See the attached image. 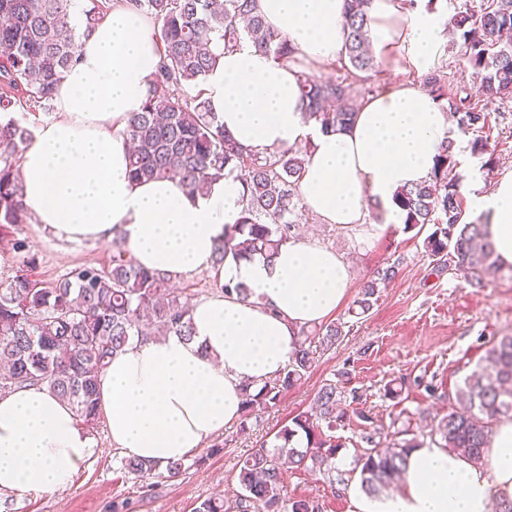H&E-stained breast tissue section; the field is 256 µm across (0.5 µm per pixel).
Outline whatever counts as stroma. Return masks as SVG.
Returning <instances> with one entry per match:
<instances>
[{"instance_id":"35a3bbf8","label":"stroma","mask_w":512,"mask_h":512,"mask_svg":"<svg viewBox=\"0 0 512 512\" xmlns=\"http://www.w3.org/2000/svg\"><path fill=\"white\" fill-rule=\"evenodd\" d=\"M297 230L318 243L343 253L354 270L348 298L356 300L363 284L378 269L397 265L392 282L380 289L370 312L357 318L340 310L332 318L343 333L335 345L318 350L313 369L296 386L285 390L277 404L251 419L247 432L238 424L212 435L192 451L197 466L177 478H153L151 484L124 474L123 454L113 448L106 427L93 438L99 454L87 464L65 492L46 495L0 496V512H192L205 498L237 494L238 463L262 442L273 441L279 428L312 406L320 387L336 381L348 397L352 415L335 435L342 445L336 459L348 474V485L308 468H293L284 475L288 496L319 502L322 512H351L352 496L359 492L356 459L366 448L364 437L375 432L396 437L399 431L429 441L432 429L457 406L453 395L479 365L486 349L500 336L512 334V279L490 280L485 287L469 284L461 272L442 269L425 253L422 236L391 224L362 235L323 224L305 207L296 212ZM37 253V273L53 281L72 268L108 261L111 243L74 242L29 223L13 228ZM407 378L400 398L386 396L385 384Z\"/></svg>"}]
</instances>
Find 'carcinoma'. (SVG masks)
Masks as SVG:
<instances>
[{"label":"carcinoma","mask_w":512,"mask_h":512,"mask_svg":"<svg viewBox=\"0 0 512 512\" xmlns=\"http://www.w3.org/2000/svg\"><path fill=\"white\" fill-rule=\"evenodd\" d=\"M161 23V60L157 80L139 112L129 113L125 134L131 141L129 175L135 181L174 177L194 191L225 173L245 172L242 210L224 229L213 263L260 256L272 261L292 238L293 217L300 203L298 182L303 155L292 150L259 156L238 146L216 120L199 85L217 64L214 36L233 47L244 37L276 59L292 57L285 37L266 23L257 0H133ZM113 0H91L84 11L92 27L112 9ZM371 0H348L343 26L347 32L346 75L322 80L302 74L300 91L308 119L327 132L348 126L358 97L374 71L367 31ZM68 0H0V113L20 107L49 113L57 84L77 58L80 38L68 16ZM448 29L461 41L472 93L448 89L441 74L425 78L441 108L454 113L459 128L479 133L470 143L472 155L486 167L496 162L497 145L482 132L489 127V104L512 98V0H479L457 8ZM195 93L171 94L174 87ZM31 131L10 118L0 123V235L15 253V275L0 288V394L27 384H43L67 399L79 423L93 432L101 424L97 389L110 360L133 341L174 333L191 340L192 293L178 292L170 278L136 264L120 238L112 240L110 263L78 266L52 282L36 278L38 258L26 240L9 238L10 228L31 221L18 180L19 153ZM455 143L444 141L430 178L400 188L394 204L405 214V229L432 226L423 248L439 264L463 273L482 288L504 270L497 264L485 226L468 220L462 176L457 172ZM396 266L377 270L351 309L364 316L379 288L396 276ZM314 363L312 349L301 345L288 367L258 391L244 388L239 430L258 412L275 405L281 393L300 382ZM345 391L331 381L319 389L315 406L291 419L275 435L276 444L259 448L239 463L240 493L232 502L210 496L195 512H321L309 497L284 494L283 470L305 467L336 471L342 444L333 432L347 418L341 408ZM459 410L438 424L441 447L474 465L486 461L487 444L496 423L512 417V335L497 339L464 385L456 390ZM369 448L356 460L360 487L381 496L395 486L407 468L410 450L420 442L403 439L386 448L375 435L364 436ZM122 470L147 480L160 469L167 477L182 474L186 460L161 467L134 457L121 460Z\"/></svg>","instance_id":"cac0c4a2"}]
</instances>
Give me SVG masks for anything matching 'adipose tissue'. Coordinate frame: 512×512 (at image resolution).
I'll return each instance as SVG.
<instances>
[{"mask_svg":"<svg viewBox=\"0 0 512 512\" xmlns=\"http://www.w3.org/2000/svg\"><path fill=\"white\" fill-rule=\"evenodd\" d=\"M267 23L294 51L274 59L249 40L213 42L217 66L202 87L226 133L265 156L299 145L307 156L298 191L322 223L355 230L370 202L387 223L402 221L395 191L428 180L451 117L419 86L398 82L363 102L335 133L306 121L295 59L321 65L345 54V0H258ZM376 61L423 71L442 44L443 22L402 0H372ZM160 45L133 0L82 32L77 59L54 93L55 115L21 154L24 201L35 222L71 241L121 233L133 260L174 278L209 270L216 284L247 286L248 297L216 295L194 305L192 341L169 335L132 344L100 378L99 408L122 453L159 465L186 458L242 413L243 389L260 388L287 366L302 328L332 318L353 270L337 250L298 237L273 262L226 259L214 266L225 225L242 210L237 175L189 193L178 181L128 175L129 113L140 111L157 75ZM502 266H512V172L471 197ZM97 452L70 404L42 385L0 396V495L68 489ZM512 505V418L497 424L487 463L476 466L434 444L412 449L395 492L352 500V512H503Z\"/></svg>","mask_w":512,"mask_h":512,"instance_id":"1","label":"adipose tissue"}]
</instances>
